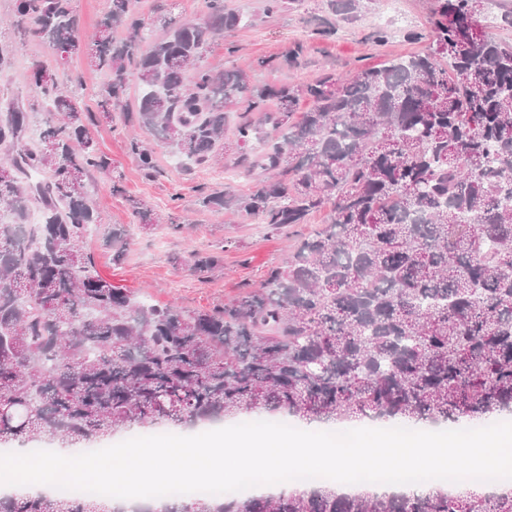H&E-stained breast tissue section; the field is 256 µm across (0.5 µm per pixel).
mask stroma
<instances>
[{"label":"stroma","mask_w":512,"mask_h":512,"mask_svg":"<svg viewBox=\"0 0 512 512\" xmlns=\"http://www.w3.org/2000/svg\"><path fill=\"white\" fill-rule=\"evenodd\" d=\"M231 2L251 15L254 23L210 41L204 63L216 71L246 68L258 85L310 81L325 69L348 72L382 64L396 54L421 52L427 46L422 35L428 29L433 7V0H403L405 22L382 26L377 17L384 9V0H371L368 11L358 19L337 23L335 33L322 37L317 29L330 18L324 0H292L271 15L263 12L264 0ZM13 4L14 0H0V56L7 60L0 69V101L15 102L28 112L31 126L40 127L49 114L31 92L37 65L49 64L60 85L82 88V101L90 109L88 131L112 161L111 176L96 173L87 181L98 217L87 247L97 272L114 285L149 304L174 302L190 311L208 309L259 286L268 269L282 263L287 245L324 223L326 215L321 212L311 216L308 223L274 229L203 206V197L215 191L251 193L259 185L258 177L243 172L234 181H224L219 165L182 162L170 146L139 129L136 108L142 90L137 80L129 81L120 106L110 118H102L94 107L104 74L76 56L69 57L64 65H54L52 47L6 25ZM379 29L386 35L382 44L375 38ZM297 42L305 43L306 51L296 67L262 66V59L282 55ZM132 133L153 150L152 173H143L131 153L128 136ZM116 183L121 186L117 193L112 190ZM136 201L159 215L161 221L135 231L123 256L113 259L107 237L113 225L134 223L132 204ZM192 250L219 254L221 262L207 271L197 270L182 261Z\"/></svg>","instance_id":"1"}]
</instances>
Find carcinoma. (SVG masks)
<instances>
[{"instance_id": "obj_1", "label": "carcinoma", "mask_w": 512, "mask_h": 512, "mask_svg": "<svg viewBox=\"0 0 512 512\" xmlns=\"http://www.w3.org/2000/svg\"><path fill=\"white\" fill-rule=\"evenodd\" d=\"M343 20L362 0H327ZM206 21L135 14L110 0L91 34L71 0H15L13 25L104 72L98 112L118 108L130 78L143 86L137 121L195 164L224 142L259 150L233 165L270 174L249 195L203 204L281 229L328 210L261 287L222 307L147 304L102 277L87 251L96 224L86 178L110 174L78 95L40 64L36 99L59 121L27 134V113L0 118V445L46 437L87 448L123 430L181 427L280 412L306 422L368 418L478 425L512 413V42L476 22L483 0H435L425 52L324 72L307 83L253 85L240 68L196 60L215 36L252 25L226 0H203ZM122 27L127 37L113 40ZM298 43L281 59L295 64ZM276 108L268 107L269 101ZM307 109L297 113L301 103ZM141 169L154 155L138 138ZM47 174L36 182L29 173ZM43 220L28 223L30 205ZM128 230L112 226V256ZM0 512H113L107 499L0 494ZM163 512H512V491L479 495L341 493L172 498Z\"/></svg>"}]
</instances>
